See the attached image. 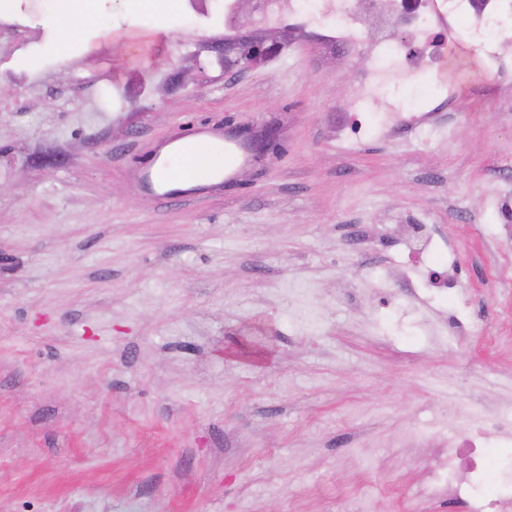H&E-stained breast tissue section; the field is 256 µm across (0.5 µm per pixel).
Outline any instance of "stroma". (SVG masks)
Masks as SVG:
<instances>
[{"mask_svg":"<svg viewBox=\"0 0 512 512\" xmlns=\"http://www.w3.org/2000/svg\"><path fill=\"white\" fill-rule=\"evenodd\" d=\"M18 50L36 86L0 79V512H418L412 429L461 432L462 400L512 402V89L476 48L448 72L461 105L355 146L335 107L369 66L311 35L242 75L214 32L164 0H78ZM166 32L138 58L121 34ZM150 74L168 92L99 111ZM26 109L9 111L17 98ZM203 118L272 132L200 200L137 179L156 143ZM423 216L459 253L479 336H439L449 303L385 302L406 256L358 249L363 227Z\"/></svg>","mask_w":512,"mask_h":512,"instance_id":"stroma-1","label":"stroma"}]
</instances>
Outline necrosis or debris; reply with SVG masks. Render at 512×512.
Returning <instances> with one entry per match:
<instances>
[{
  "label": "necrosis or debris",
  "instance_id": "obj_1",
  "mask_svg": "<svg viewBox=\"0 0 512 512\" xmlns=\"http://www.w3.org/2000/svg\"><path fill=\"white\" fill-rule=\"evenodd\" d=\"M243 0H179L181 14L193 26L221 18L225 37L237 36ZM261 26L317 31L327 44L367 58L369 68L351 86L337 110L339 139L362 143L422 127L436 112L452 109L456 86L445 72L452 47H476L485 72L496 82L512 81V0H250ZM398 21L412 53L380 27ZM428 75L434 90L411 98L400 91L414 76ZM512 442V403L479 414L472 430L450 438L432 437L428 478L415 489L425 512L442 497L463 501L469 512H512V475L497 484L487 479L484 451Z\"/></svg>",
  "mask_w": 512,
  "mask_h": 512
}]
</instances>
